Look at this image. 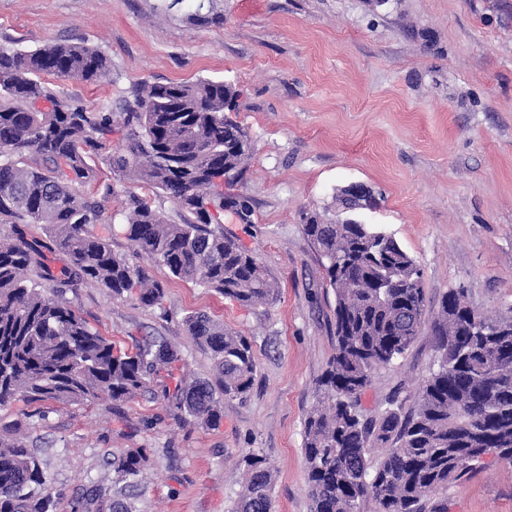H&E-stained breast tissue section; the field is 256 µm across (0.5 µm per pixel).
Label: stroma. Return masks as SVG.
Listing matches in <instances>:
<instances>
[{
	"mask_svg": "<svg viewBox=\"0 0 512 512\" xmlns=\"http://www.w3.org/2000/svg\"><path fill=\"white\" fill-rule=\"evenodd\" d=\"M49 41L84 42L112 61L95 84L46 77L77 105L118 106L142 81L235 85L236 119L254 143L235 190L253 215L240 224L225 214L224 232L257 257L278 296L245 307L150 265L110 220L126 191L113 184L91 231L166 282L167 296L146 308L87 286L73 305L120 349L164 338L201 379L213 364L184 318L207 312L251 342L253 387L225 400L216 429L174 416L156 396L161 375L125 402L60 404L42 421L18 399L0 420L29 419L60 512L92 486L114 495L115 466L132 448L150 456L132 512H228L253 450L275 473L271 512H311L303 428L335 352V293L301 215L335 218L340 188L364 183L379 205L362 219L415 259L426 319L458 288L488 315L512 307V0H207L200 11L193 0H0V46ZM437 359L423 328L402 358L373 373L364 414L380 415L392 398L412 407ZM448 499L451 512H512V463L487 458Z\"/></svg>",
	"mask_w": 512,
	"mask_h": 512,
	"instance_id": "stroma-1",
	"label": "stroma"
}]
</instances>
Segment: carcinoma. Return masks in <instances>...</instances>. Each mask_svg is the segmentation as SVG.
Returning a JSON list of instances; mask_svg holds the SVG:
<instances>
[{"label":"carcinoma","mask_w":512,"mask_h":512,"mask_svg":"<svg viewBox=\"0 0 512 512\" xmlns=\"http://www.w3.org/2000/svg\"><path fill=\"white\" fill-rule=\"evenodd\" d=\"M110 59L86 43L48 42L20 52L0 46V407L21 397L38 405L122 402L165 373L163 399L181 417L220 425L226 398H243L255 358L247 337L204 311L187 332L210 354V379L188 380L179 352L164 340L123 351L94 330L66 294L90 284L114 297L163 304L166 288L90 231L112 186L96 199L81 188L103 160L114 181L152 188L186 213L180 224L135 192L123 202L122 230L136 252L182 281L199 283L245 306L266 304L278 289L219 214L252 223L240 194L224 191L251 159L247 130L226 117L240 92L222 81L141 84L115 113L75 105L43 77L96 83ZM124 145L111 149L112 135ZM40 224L47 240L28 238ZM336 296L335 353L318 380L320 398L304 421L303 452L312 512H358L370 496L377 512H448V485L467 479L482 453L512 451V307L493 317L446 293L433 331L440 352L415 405L366 419L360 395L372 374L402 357L425 325L422 272L398 240L376 224H332L314 213L302 225ZM66 258L61 275L45 252ZM21 422L0 423V512H58L57 494L36 449L16 436ZM231 512H271L274 474L250 452ZM149 465L145 448L118 460L116 483L136 488Z\"/></svg>","instance_id":"1"}]
</instances>
